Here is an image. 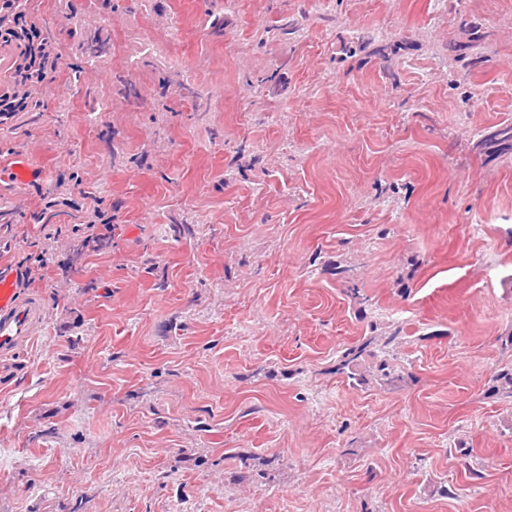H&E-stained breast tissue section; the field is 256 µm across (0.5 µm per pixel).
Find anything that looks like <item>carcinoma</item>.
<instances>
[{
	"mask_svg": "<svg viewBox=\"0 0 512 512\" xmlns=\"http://www.w3.org/2000/svg\"><path fill=\"white\" fill-rule=\"evenodd\" d=\"M478 147L496 156L512 157V123L504 124L484 136ZM401 333L402 328L398 327L386 336H371L359 343L345 347L340 351L336 360V374L351 380L354 385H365L373 380L391 391L402 389L407 382L413 380V375L391 364L386 359L377 362L368 372L358 371L359 361L366 353L370 352V348L380 345L393 349L402 343ZM493 381L495 382L493 393L512 399V369L496 372Z\"/></svg>",
	"mask_w": 512,
	"mask_h": 512,
	"instance_id": "carcinoma-1",
	"label": "carcinoma"
}]
</instances>
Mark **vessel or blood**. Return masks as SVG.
I'll list each match as a JSON object with an SVG mask.
<instances>
[{"instance_id":"1","label":"vessel or blood","mask_w":512,"mask_h":512,"mask_svg":"<svg viewBox=\"0 0 512 512\" xmlns=\"http://www.w3.org/2000/svg\"><path fill=\"white\" fill-rule=\"evenodd\" d=\"M42 320L40 307L26 294L16 271L0 265V358L10 359L29 346Z\"/></svg>"}]
</instances>
